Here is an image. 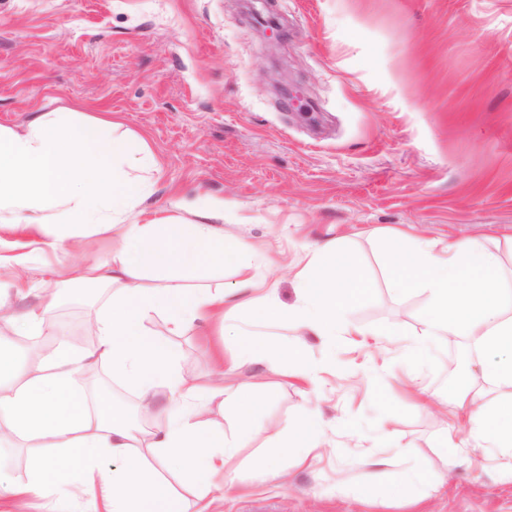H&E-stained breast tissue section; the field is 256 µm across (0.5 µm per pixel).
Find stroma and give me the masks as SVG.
<instances>
[{
	"instance_id": "obj_1",
	"label": "stroma",
	"mask_w": 512,
	"mask_h": 512,
	"mask_svg": "<svg viewBox=\"0 0 512 512\" xmlns=\"http://www.w3.org/2000/svg\"><path fill=\"white\" fill-rule=\"evenodd\" d=\"M244 0H0V126L76 109L143 137L154 166L143 209L172 197L223 201L224 234L276 301L297 304L295 274L335 241L370 282L347 310L345 336H306L319 368L308 385L260 362L232 375L260 383L258 424L287 432L305 410L325 442L286 480L256 470L263 439L241 448L222 512H512V483L493 456H445L458 429L448 388L483 386L465 338L437 337L426 357L408 348L428 304L388 282L389 232L419 242L485 241L512 288V0H262L288 37L270 47ZM288 77L311 100L307 118L275 86ZM173 342L189 376L215 380L217 352L232 356V329L197 320ZM422 375L432 397L408 400ZM377 491L366 497L362 461ZM426 461L446 475L432 491L393 484ZM73 501L4 497L0 512H93Z\"/></svg>"
}]
</instances>
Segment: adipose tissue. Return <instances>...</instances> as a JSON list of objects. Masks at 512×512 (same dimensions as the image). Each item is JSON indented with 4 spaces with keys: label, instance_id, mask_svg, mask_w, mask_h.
<instances>
[{
    "label": "adipose tissue",
    "instance_id": "ef3b65f1",
    "mask_svg": "<svg viewBox=\"0 0 512 512\" xmlns=\"http://www.w3.org/2000/svg\"><path fill=\"white\" fill-rule=\"evenodd\" d=\"M149 158L142 137L114 134L112 121L82 112H42L25 127H0V224L17 235L0 239V269L25 266L33 250L63 246L80 253L84 240L100 231L111 232L114 241L108 260L77 262L67 270L68 282L108 292L86 349L73 350L64 340L54 315L56 292L33 291L20 277L0 289V342L18 336L32 343L26 366L0 349V439L40 451L24 482L0 470V496L61 498L85 488L102 498L107 512H185L154 470L131 454L150 448L160 465H178L196 485L200 512H213L236 484L230 461L260 432V393L252 383L212 385L186 376L172 336L209 316H234L239 292L248 290L251 313L239 319L237 365L267 361L283 376L310 381L315 372L304 345L282 349L255 338L252 325L290 322L317 336L350 330L345 311L368 283L338 243L313 250L296 273L298 303L281 306L269 294L254 293V276L242 260L248 244L219 228L223 202L177 197L171 216L139 209L150 184L130 171ZM215 267L235 269L236 290L184 285L186 275ZM389 274L394 291L418 289L430 299L414 355L439 336L466 337L476 351L488 390L474 394L452 386L448 397L463 415L471 452L493 454L512 481V308L505 304L512 292L502 286L498 256L477 239L424 246L399 231ZM153 314L164 317L169 337L148 331L145 321ZM101 365L111 366L113 377L135 392L140 411L154 415L151 429L133 427L109 394L90 401L82 375ZM162 395L167 405H159ZM216 397L233 409V432L206 417ZM321 434L319 418L308 411L271 443L283 452L296 449L302 462ZM108 459L115 468L105 467Z\"/></svg>",
    "mask_w": 512,
    "mask_h": 512
}]
</instances>
